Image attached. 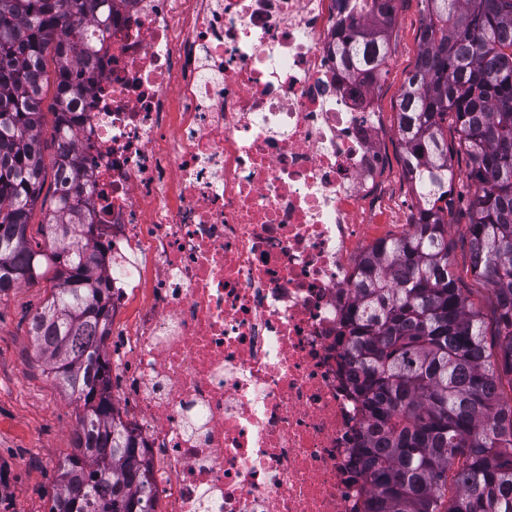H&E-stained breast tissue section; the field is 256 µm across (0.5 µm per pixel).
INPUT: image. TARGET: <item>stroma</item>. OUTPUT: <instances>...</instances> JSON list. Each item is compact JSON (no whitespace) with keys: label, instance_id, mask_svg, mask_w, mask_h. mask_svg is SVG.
Instances as JSON below:
<instances>
[{"label":"stroma","instance_id":"stroma-1","mask_svg":"<svg viewBox=\"0 0 512 512\" xmlns=\"http://www.w3.org/2000/svg\"><path fill=\"white\" fill-rule=\"evenodd\" d=\"M423 20L421 0H399L387 73L372 95L379 112L382 158L368 212L388 222L377 236L400 234L415 202L402 176V146L397 135V100L418 55ZM468 201L455 197L448 226V259L475 309L488 312L489 294L470 271ZM52 294V284L20 287L0 294V512H49L59 468L75 451L79 403L55 383L36 354L31 319Z\"/></svg>","mask_w":512,"mask_h":512}]
</instances>
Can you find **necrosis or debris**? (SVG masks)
I'll return each mask as SVG.
<instances>
[{
    "label": "necrosis or debris",
    "mask_w": 512,
    "mask_h": 512,
    "mask_svg": "<svg viewBox=\"0 0 512 512\" xmlns=\"http://www.w3.org/2000/svg\"><path fill=\"white\" fill-rule=\"evenodd\" d=\"M354 0H113L74 132L156 512H373L337 333L379 167Z\"/></svg>",
    "instance_id": "1"
}]
</instances>
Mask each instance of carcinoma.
I'll return each instance as SVG.
<instances>
[{
	"label": "carcinoma",
	"instance_id": "obj_1",
	"mask_svg": "<svg viewBox=\"0 0 512 512\" xmlns=\"http://www.w3.org/2000/svg\"><path fill=\"white\" fill-rule=\"evenodd\" d=\"M103 0H0V293L52 274L31 322L48 374L82 405L78 453L61 468L50 512H154L146 462L116 419L105 349L111 288L87 233L79 121L87 52L75 22L105 25ZM397 0H362L337 36L344 77L386 74ZM415 66L397 101L410 229L360 256L340 343L366 435L358 452L377 512H512V0H422ZM56 77L53 195L44 246L28 230L46 178L41 143L48 63ZM468 156L456 171L448 124ZM469 195L471 273L488 287L476 310L448 261V197Z\"/></svg>",
	"mask_w": 512,
	"mask_h": 512
}]
</instances>
